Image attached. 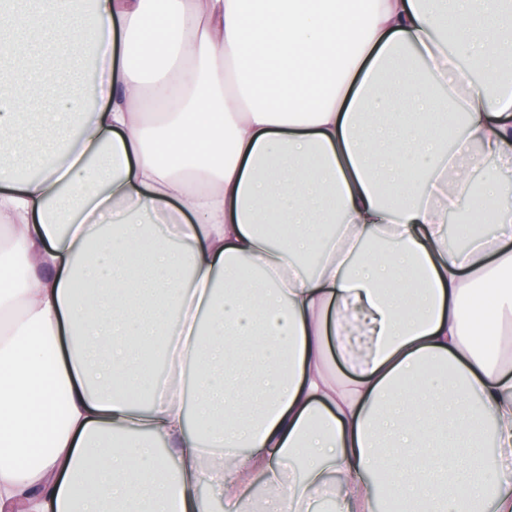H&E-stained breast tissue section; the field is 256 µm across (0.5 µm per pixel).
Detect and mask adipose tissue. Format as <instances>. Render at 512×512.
I'll use <instances>...</instances> for the list:
<instances>
[{
  "mask_svg": "<svg viewBox=\"0 0 512 512\" xmlns=\"http://www.w3.org/2000/svg\"><path fill=\"white\" fill-rule=\"evenodd\" d=\"M0 44V156L59 130L0 167V512H512V0H0ZM34 119L30 115H23L20 124L15 132L18 140L29 145L33 150L44 148L56 134V131L47 127L46 131L41 136H34Z\"/></svg>",
  "mask_w": 512,
  "mask_h": 512,
  "instance_id": "1",
  "label": "adipose tissue"
}]
</instances>
